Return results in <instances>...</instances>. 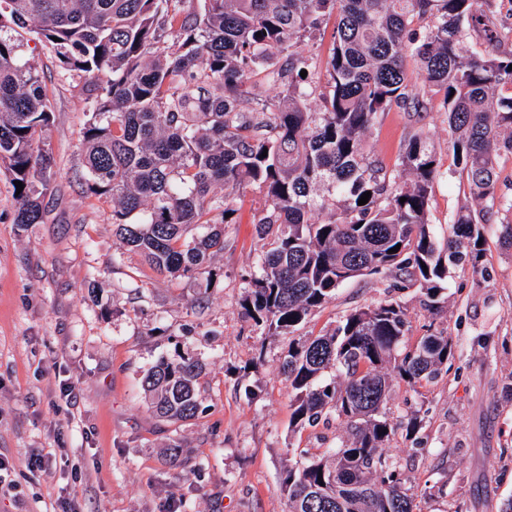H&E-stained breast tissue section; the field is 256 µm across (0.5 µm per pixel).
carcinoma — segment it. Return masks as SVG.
Segmentation results:
<instances>
[{"instance_id":"1","label":"carcinoma","mask_w":512,"mask_h":512,"mask_svg":"<svg viewBox=\"0 0 512 512\" xmlns=\"http://www.w3.org/2000/svg\"><path fill=\"white\" fill-rule=\"evenodd\" d=\"M332 18L321 71L302 46ZM472 31L482 33L480 53L466 49ZM26 33L63 71L85 77L87 190L112 199L115 234L159 273H202L224 251L235 194H257L267 215L256 232L268 249L242 305L269 333H294L356 277L390 271L395 288L418 287L431 311L451 266L486 277L480 239L500 199L497 160L512 155V53L500 52L495 16L480 0H0V164L23 183L22 226L40 223L54 177L40 141L52 107L43 68L23 53ZM429 90L443 93L449 148L481 205L461 208L443 247L428 221L435 145L421 130L411 135L400 163L411 180L399 184L366 158L363 140L394 107L424 111ZM191 226L206 232L188 243ZM407 333L403 306L389 299L289 348L292 422L334 416L351 429L332 450L299 451L281 483L289 512H414L417 494L385 449L400 429L417 434L419 421L393 422L389 392L397 379L434 382L454 351L440 332L404 350ZM329 368L340 380L324 379ZM199 372L191 359L159 361L143 379L153 411L194 418Z\"/></svg>"}]
</instances>
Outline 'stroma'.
<instances>
[{"mask_svg":"<svg viewBox=\"0 0 512 512\" xmlns=\"http://www.w3.org/2000/svg\"><path fill=\"white\" fill-rule=\"evenodd\" d=\"M23 50L45 73L54 182L41 223L22 227L0 173V512H59L64 503L76 512H288L280 479L299 450L333 448L350 433L333 418L293 425L288 348L390 297L405 310L409 344L431 327L455 347L435 382H394L388 400L394 420L420 423L416 436L397 432L387 451L417 493L415 512H504L512 502V248L499 241L503 214L484 229L489 279L454 268L439 314L418 288L395 289L381 273L342 284L295 334L267 335L241 305L263 246L251 188L235 195L236 221L225 225L224 252L207 274H159L115 236L111 201L86 190L82 79L64 75L35 34ZM426 103L420 125L442 173L428 218L442 242L470 200L448 148L442 93ZM411 130L394 108L365 136L371 159L400 182ZM163 357L202 363L196 419L150 410L141 381ZM38 456L48 464L32 466Z\"/></svg>","mask_w":512,"mask_h":512,"instance_id":"1","label":"stroma"}]
</instances>
